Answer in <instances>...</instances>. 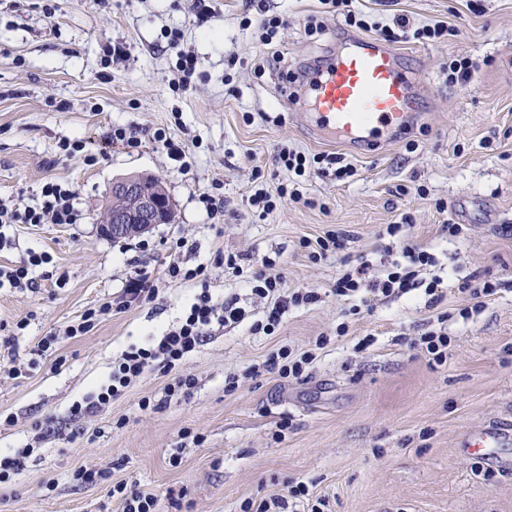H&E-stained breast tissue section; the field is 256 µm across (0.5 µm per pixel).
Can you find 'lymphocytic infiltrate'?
<instances>
[{"label":"lymphocytic infiltrate","instance_id":"f902f5d3","mask_svg":"<svg viewBox=\"0 0 512 512\" xmlns=\"http://www.w3.org/2000/svg\"><path fill=\"white\" fill-rule=\"evenodd\" d=\"M277 165L289 175L301 178L313 172L319 175L334 174L337 180L345 181L356 175L357 170L351 164L343 163L336 154L318 153L308 155L290 148H281L275 158ZM76 192L68 182L46 180L35 204L0 201V229L11 224H74L78 221V212L74 206ZM386 232L397 238L403 260L383 271L376 279H369V261H361L358 267L346 271L336 281L334 291L340 297H356L362 290L375 295L403 293L417 287H424L431 303H438L443 291L438 280L423 284L419 274L426 267L434 265L435 257L427 249L403 234L401 225H388ZM242 255L236 253L218 254V265L224 266L232 274L247 275L252 294L265 303L261 319L251 322L252 334L272 335L280 325L289 308L313 304L319 301L316 291L307 288L288 290L281 275L272 273L271 262L251 271L244 270ZM247 312L239 306L236 298L224 301L214 300L209 289L196 294L187 308L184 317L175 326L167 330L153 342L143 346L131 347L113 362L112 371L106 383L92 392L81 402L75 403L73 412L78 416L93 413L105 407L114 399L121 397L131 383L145 372L155 370L171 375L172 380L166 386L167 397L177 396L194 384L191 374L183 367L187 359L200 346L213 326H230L246 321ZM315 358L309 350L294 351L286 347L279 348L269 355L260 366H251L248 377L257 378L262 372H274L280 377L301 379Z\"/></svg>","mask_w":512,"mask_h":512}]
</instances>
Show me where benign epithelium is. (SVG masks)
Wrapping results in <instances>:
<instances>
[{"label": "benign epithelium", "instance_id": "1", "mask_svg": "<svg viewBox=\"0 0 512 512\" xmlns=\"http://www.w3.org/2000/svg\"><path fill=\"white\" fill-rule=\"evenodd\" d=\"M112 194L121 204L106 213L101 231L114 239L143 235L156 224H170L175 215L168 196L156 186L135 179L120 178L112 184Z\"/></svg>", "mask_w": 512, "mask_h": 512}]
</instances>
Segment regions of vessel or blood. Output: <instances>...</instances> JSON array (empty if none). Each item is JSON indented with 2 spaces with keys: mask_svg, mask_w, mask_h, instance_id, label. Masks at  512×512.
<instances>
[{
  "mask_svg": "<svg viewBox=\"0 0 512 512\" xmlns=\"http://www.w3.org/2000/svg\"><path fill=\"white\" fill-rule=\"evenodd\" d=\"M342 47L318 69L307 71L302 113L313 139L361 152L390 143L423 121L416 104L428 86L401 54L377 38L343 32ZM512 439V422L470 432L468 450L485 460Z\"/></svg>",
  "mask_w": 512,
  "mask_h": 512,
  "instance_id": "vessel-or-blood-1",
  "label": "vessel or blood"
}]
</instances>
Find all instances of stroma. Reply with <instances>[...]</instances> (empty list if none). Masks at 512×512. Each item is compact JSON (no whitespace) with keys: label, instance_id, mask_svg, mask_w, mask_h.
Listing matches in <instances>:
<instances>
[{"label":"stroma","instance_id":"stroma-1","mask_svg":"<svg viewBox=\"0 0 512 512\" xmlns=\"http://www.w3.org/2000/svg\"><path fill=\"white\" fill-rule=\"evenodd\" d=\"M36 2L0 0V199L34 204L55 177L76 190L82 219L5 231L0 266L30 251L51 262L34 269L37 288H0V323H27L12 344L21 375L0 372V453L30 443L35 423L52 432L0 485V512H120L111 493L119 482L159 495L160 512H241L248 501L286 494L292 480L309 489L294 512L321 499L325 512H512V471L463 449L473 428L512 418V354L504 352L512 347V0H355L371 24L392 28L402 17L413 28L447 27L441 41L396 45L431 85L420 105L428 120L394 145L345 152L357 170L350 180L301 178L303 201L263 220L250 198L287 181L278 150L321 151L301 104L282 101L285 75L338 48L343 16L322 12L318 0H210L199 25L193 0H52L48 15ZM262 14L285 25L276 36L280 68L259 77L256 35L241 20ZM311 23L319 30L309 36ZM171 27L183 29L182 47L197 59L185 93L172 89L177 56L163 36ZM453 56L478 64L474 83L449 82ZM118 125L138 146L108 142ZM167 137L188 144L190 170L168 156ZM74 138L84 154L63 155L60 141ZM88 153L96 163L85 161ZM132 175L162 182L175 221L132 239L105 237L99 226L112 182ZM216 181L224 211L213 216L199 196ZM448 223L460 225L458 237L444 232ZM390 224L436 256L421 276H440L443 298L432 305L420 290L379 296L350 314L333 293L345 256L315 262L307 245L346 231L349 255L388 266L401 258L388 248ZM224 251L256 266L273 261L286 288L315 290L319 302L288 312L270 336L251 335L245 322L213 330L186 363L194 388L178 398L166 399L167 377L150 371L99 412L73 417V403L107 379L113 359L175 324L199 292L194 281L164 282L170 261L206 267L215 300L235 296L262 312L247 284L215 264ZM474 274L500 289L465 319L471 300L458 282ZM141 277L157 282V298L125 303V288ZM106 301L116 305L111 315L85 335H65ZM440 329L452 341L447 361L433 366L411 343ZM50 335L64 360L58 369L33 357ZM322 335L329 342L315 349ZM282 346L315 349L307 378L246 377ZM232 374L238 383L228 392ZM145 397L158 409L141 410ZM87 464L108 480L75 482ZM170 489L183 491L180 507L165 500Z\"/></svg>","mask_w":512,"mask_h":512}]
</instances>
